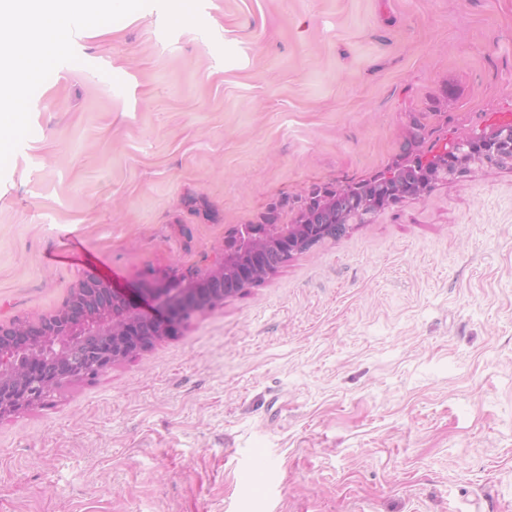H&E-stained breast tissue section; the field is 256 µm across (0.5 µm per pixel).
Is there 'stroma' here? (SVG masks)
<instances>
[{
    "instance_id": "35a3bbf8",
    "label": "stroma",
    "mask_w": 512,
    "mask_h": 512,
    "mask_svg": "<svg viewBox=\"0 0 512 512\" xmlns=\"http://www.w3.org/2000/svg\"><path fill=\"white\" fill-rule=\"evenodd\" d=\"M78 31L0 174V321L512 122V0H200ZM0 512H512V165L0 419Z\"/></svg>"
}]
</instances>
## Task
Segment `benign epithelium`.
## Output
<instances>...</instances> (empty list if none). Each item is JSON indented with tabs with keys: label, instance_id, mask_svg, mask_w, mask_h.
<instances>
[{
	"label": "benign epithelium",
	"instance_id": "1",
	"mask_svg": "<svg viewBox=\"0 0 512 512\" xmlns=\"http://www.w3.org/2000/svg\"><path fill=\"white\" fill-rule=\"evenodd\" d=\"M512 154L481 150L457 164L499 166ZM336 225L313 214L299 224H257L249 261L237 266L235 240L205 267L148 273L133 293L90 273L65 301L35 320L0 321V419L43 404L65 382L108 372L152 347L192 314L214 310L324 239Z\"/></svg>",
	"mask_w": 512,
	"mask_h": 512
}]
</instances>
